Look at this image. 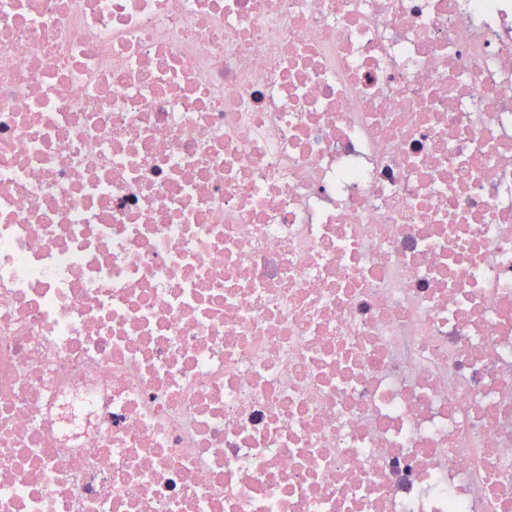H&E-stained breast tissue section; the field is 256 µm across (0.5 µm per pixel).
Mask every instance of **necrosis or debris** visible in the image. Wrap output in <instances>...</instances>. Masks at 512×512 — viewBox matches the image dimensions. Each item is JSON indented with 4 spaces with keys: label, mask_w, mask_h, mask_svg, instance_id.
<instances>
[{
    "label": "necrosis or debris",
    "mask_w": 512,
    "mask_h": 512,
    "mask_svg": "<svg viewBox=\"0 0 512 512\" xmlns=\"http://www.w3.org/2000/svg\"><path fill=\"white\" fill-rule=\"evenodd\" d=\"M0 512H512V0H0Z\"/></svg>",
    "instance_id": "obj_1"
}]
</instances>
